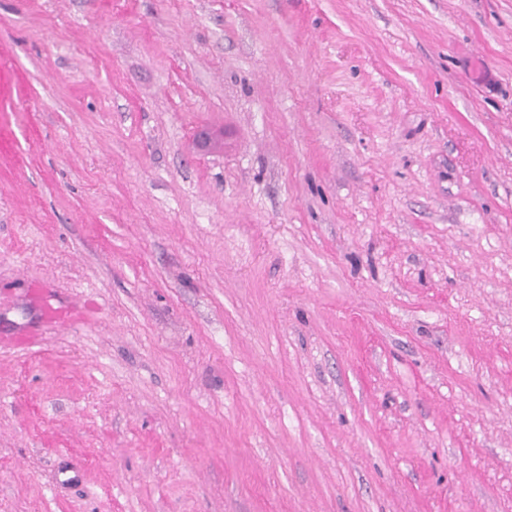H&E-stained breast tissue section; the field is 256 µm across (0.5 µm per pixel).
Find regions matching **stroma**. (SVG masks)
I'll return each instance as SVG.
<instances>
[{
  "mask_svg": "<svg viewBox=\"0 0 512 512\" xmlns=\"http://www.w3.org/2000/svg\"><path fill=\"white\" fill-rule=\"evenodd\" d=\"M0 512H512V0H0Z\"/></svg>",
  "mask_w": 512,
  "mask_h": 512,
  "instance_id": "35a3bbf8",
  "label": "stroma"
}]
</instances>
